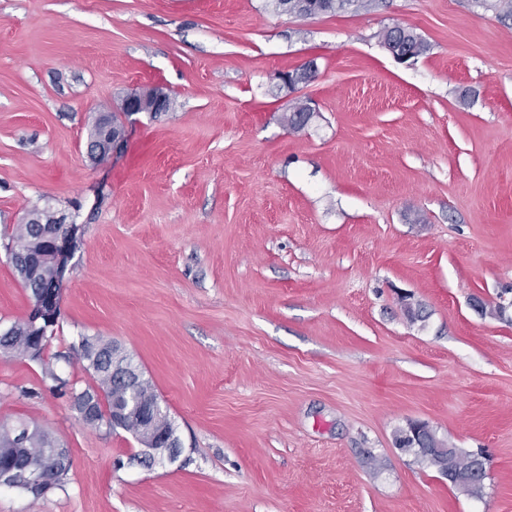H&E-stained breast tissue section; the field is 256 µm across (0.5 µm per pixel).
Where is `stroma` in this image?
Instances as JSON below:
<instances>
[{
    "label": "stroma",
    "instance_id": "stroma-1",
    "mask_svg": "<svg viewBox=\"0 0 512 512\" xmlns=\"http://www.w3.org/2000/svg\"><path fill=\"white\" fill-rule=\"evenodd\" d=\"M394 25L428 51L395 60ZM310 58L317 79L283 87ZM151 85L173 109L93 161L100 111ZM44 206L80 226L47 360L82 385L80 337L119 342L183 451L141 464L41 364L0 357V423L70 453L63 488H2L0 512H512V15L0 0V329L30 308L3 245ZM411 421L485 454L480 493L396 447Z\"/></svg>",
    "mask_w": 512,
    "mask_h": 512
}]
</instances>
